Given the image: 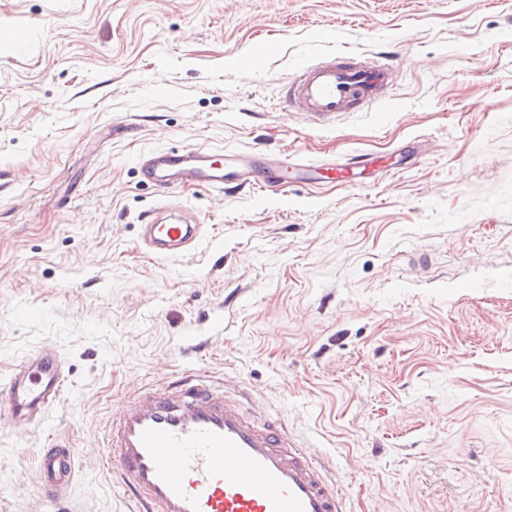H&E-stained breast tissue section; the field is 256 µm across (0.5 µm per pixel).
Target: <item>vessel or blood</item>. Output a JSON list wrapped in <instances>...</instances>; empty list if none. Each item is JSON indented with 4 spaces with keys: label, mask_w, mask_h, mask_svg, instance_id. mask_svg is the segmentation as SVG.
<instances>
[{
    "label": "vessel or blood",
    "mask_w": 512,
    "mask_h": 512,
    "mask_svg": "<svg viewBox=\"0 0 512 512\" xmlns=\"http://www.w3.org/2000/svg\"><path fill=\"white\" fill-rule=\"evenodd\" d=\"M388 66L367 67L354 54L326 53L289 87L288 107L321 121L382 99ZM139 167L153 180L220 189L293 180L313 163L247 153L237 161L203 150L166 149L143 155ZM197 224L143 226V242L156 257L190 252ZM66 370L53 349L28 353L0 385V417L17 429L42 428L59 402ZM98 469L120 484L136 512H350V496L300 448L277 418L255 420L209 377L185 371L159 387H141L113 413L103 433ZM77 451L44 449L38 470L45 498L67 501Z\"/></svg>",
    "instance_id": "vessel-or-blood-1"
}]
</instances>
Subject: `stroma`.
<instances>
[{"mask_svg":"<svg viewBox=\"0 0 512 512\" xmlns=\"http://www.w3.org/2000/svg\"><path fill=\"white\" fill-rule=\"evenodd\" d=\"M332 50L390 65L387 111L284 107ZM184 147L387 167L143 180ZM163 203L202 224L189 254L145 251ZM39 346L65 392L48 429L0 420V512H48L55 441L82 458L70 512H126L104 427L186 369L283 415L351 512H512V0H0V378Z\"/></svg>","mask_w":512,"mask_h":512,"instance_id":"stroma-1","label":"stroma"}]
</instances>
